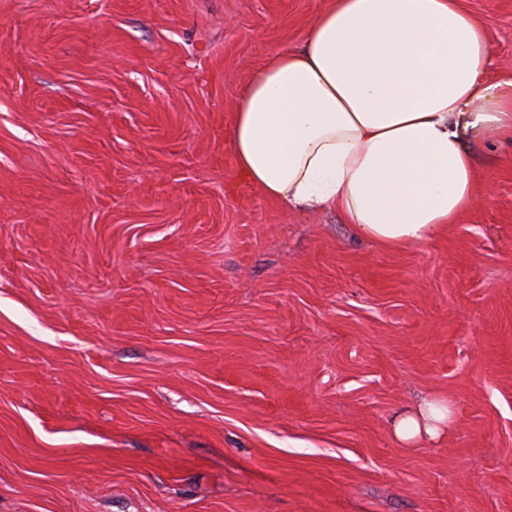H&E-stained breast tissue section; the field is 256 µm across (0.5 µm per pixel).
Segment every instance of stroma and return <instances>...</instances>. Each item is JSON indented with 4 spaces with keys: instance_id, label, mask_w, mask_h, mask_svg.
Masks as SVG:
<instances>
[{
    "instance_id": "35a3bbf8",
    "label": "stroma",
    "mask_w": 512,
    "mask_h": 512,
    "mask_svg": "<svg viewBox=\"0 0 512 512\" xmlns=\"http://www.w3.org/2000/svg\"><path fill=\"white\" fill-rule=\"evenodd\" d=\"M330 0H0V512H512V141L387 251L237 176ZM487 20L512 81V0ZM448 439L393 434L422 395Z\"/></svg>"
}]
</instances>
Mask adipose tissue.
Listing matches in <instances>:
<instances>
[{
    "instance_id": "ef3b65f1",
    "label": "adipose tissue",
    "mask_w": 512,
    "mask_h": 512,
    "mask_svg": "<svg viewBox=\"0 0 512 512\" xmlns=\"http://www.w3.org/2000/svg\"><path fill=\"white\" fill-rule=\"evenodd\" d=\"M490 53L461 0H332L247 83L235 167L264 197L340 212L386 250L444 235L475 210L477 150L512 140V88L490 81ZM454 425L451 402L427 396L393 431L434 442Z\"/></svg>"
}]
</instances>
